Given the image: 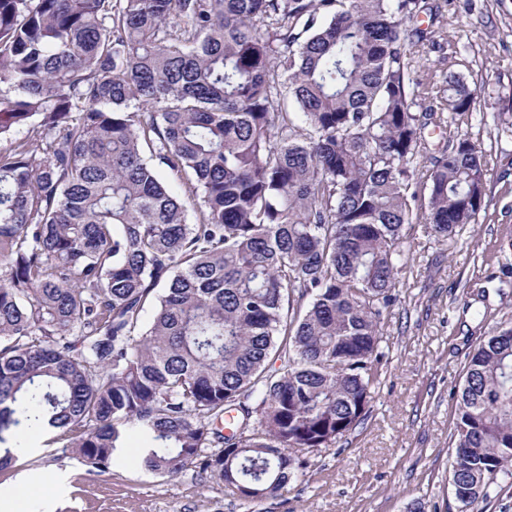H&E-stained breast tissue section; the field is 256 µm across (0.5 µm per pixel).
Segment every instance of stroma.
<instances>
[{"label":"stroma","mask_w":512,"mask_h":512,"mask_svg":"<svg viewBox=\"0 0 512 512\" xmlns=\"http://www.w3.org/2000/svg\"><path fill=\"white\" fill-rule=\"evenodd\" d=\"M427 6L417 22L424 38L405 40L408 100L427 122L410 168L413 228L364 421L308 454L290 492L254 504L191 469L159 477L135 467L138 438L99 472L44 435L0 472V502L24 494L32 512H512V481L466 509L449 482L462 368L481 337L512 323V0ZM452 75L474 90L471 111L443 102ZM460 137L485 155L486 196L478 223L443 241L425 226L428 176L439 147Z\"/></svg>","instance_id":"1"}]
</instances>
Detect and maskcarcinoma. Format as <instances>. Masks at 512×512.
Returning a JSON list of instances; mask_svg holds the SVG:
<instances>
[{
	"instance_id": "cac0c4a2",
	"label": "carcinoma",
	"mask_w": 512,
	"mask_h": 512,
	"mask_svg": "<svg viewBox=\"0 0 512 512\" xmlns=\"http://www.w3.org/2000/svg\"><path fill=\"white\" fill-rule=\"evenodd\" d=\"M421 2L0 0V471L29 432L99 472L136 434L151 474L276 498L364 419L411 229ZM429 181L434 236L477 223L481 148L443 146ZM456 397L465 509L512 478V325Z\"/></svg>"
}]
</instances>
